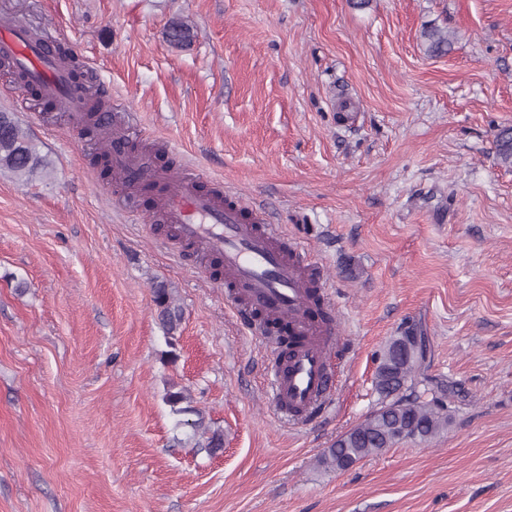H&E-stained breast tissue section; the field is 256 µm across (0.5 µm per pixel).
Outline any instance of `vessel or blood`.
Masks as SVG:
<instances>
[{"label": "vessel or blood", "mask_w": 512, "mask_h": 512, "mask_svg": "<svg viewBox=\"0 0 512 512\" xmlns=\"http://www.w3.org/2000/svg\"><path fill=\"white\" fill-rule=\"evenodd\" d=\"M0 56L17 62L65 111L85 110L80 85L37 48L22 21L0 17ZM110 151L122 175H147L163 221L173 225L181 241L222 257L224 286L232 302H247L288 322L299 341L287 362L272 368L273 403L277 411L293 417L313 414L332 387L329 354L339 330L313 324L306 315L309 292L322 286L323 275L305 250L282 239L264 209L245 208L227 193L200 191L193 175L152 171L145 161L129 158L122 135L113 136Z\"/></svg>", "instance_id": "b4317fda"}]
</instances>
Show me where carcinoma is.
I'll return each mask as SVG.
<instances>
[{
  "label": "carcinoma",
  "mask_w": 512,
  "mask_h": 512,
  "mask_svg": "<svg viewBox=\"0 0 512 512\" xmlns=\"http://www.w3.org/2000/svg\"><path fill=\"white\" fill-rule=\"evenodd\" d=\"M431 56H442L451 50L452 37L437 27L429 26L422 32ZM166 38L176 46L191 41L188 25L172 24ZM497 153L501 160L512 163V128L504 127L497 134ZM50 162L39 153L19 125L14 113L0 111V172L8 171L18 178H29L48 169ZM153 302L167 334L180 328L182 310L174 302L172 291L160 282L153 288ZM266 327L276 328V339L281 350L291 346L288 322L271 321L261 313L252 315ZM410 327L387 345L375 377L379 394L377 408L336 439L318 458L329 471H344L370 456H378L405 439L428 442L448 427V406L443 399L454 393L453 385L424 374L426 352L417 351L408 338ZM172 413L186 415L183 425L190 427L189 438L194 447L213 457L224 450V432L206 423L203 414L190 405L186 389L170 385L164 394Z\"/></svg>",
  "instance_id": "cac0c4a2"
}]
</instances>
